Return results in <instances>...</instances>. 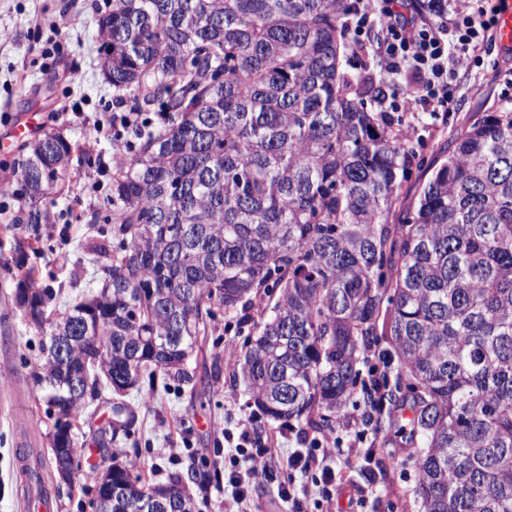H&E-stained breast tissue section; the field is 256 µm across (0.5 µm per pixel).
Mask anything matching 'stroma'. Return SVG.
Masks as SVG:
<instances>
[{
  "instance_id": "35a3bbf8",
  "label": "stroma",
  "mask_w": 512,
  "mask_h": 512,
  "mask_svg": "<svg viewBox=\"0 0 512 512\" xmlns=\"http://www.w3.org/2000/svg\"><path fill=\"white\" fill-rule=\"evenodd\" d=\"M105 0H0V140H10L11 127L20 117L35 112L40 131L63 134L79 148L62 192L56 197L53 223L41 225L39 250L29 262L38 267L37 287L53 288L52 305L63 313L66 303L98 285L97 264L84 261L87 245L103 241L104 227L91 217L107 204L112 187V140L98 134L96 121L116 112L112 88L101 70V42L95 23L97 8ZM59 27L61 48L52 58L42 57L36 34L50 36ZM499 47H489L485 62L461 71L458 77L457 110L449 122H435L423 129L430 157L462 129L486 113L512 107V88L507 87L505 67L499 66ZM81 69L79 85L67 86L63 73ZM13 207L12 198L0 200V512H29L19 488L16 460L24 448L50 457L43 393L30 376L39 358L40 335L29 317L13 305L12 270L16 265L10 250L11 236L4 230L3 215ZM110 392L89 403L74 432L85 452L78 459L73 485L58 483L52 470L44 476L56 494L54 512H96L95 486L113 456H120L136 474L157 482L171 474L187 476L191 467L214 463L219 454H232L241 424L253 416L245 397L231 388L228 375H221L206 393L178 385L162 376L142 374L136 387L122 400L134 416L128 431L103 441L116 416L118 400ZM162 448L179 451L178 460L159 456ZM380 468L373 491H366L358 474H351L336 512H350V500L369 496L377 512H423L413 494L417 471L408 450L376 455ZM187 487L198 512H224L230 496L223 474L209 472Z\"/></svg>"
}]
</instances>
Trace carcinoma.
I'll return each mask as SVG.
<instances>
[{
    "label": "carcinoma",
    "instance_id": "carcinoma-1",
    "mask_svg": "<svg viewBox=\"0 0 512 512\" xmlns=\"http://www.w3.org/2000/svg\"><path fill=\"white\" fill-rule=\"evenodd\" d=\"M348 0H112L98 14L102 71L131 158L112 173V248L94 243L99 287L49 324L33 377L45 392L51 463L79 456L78 420L100 388L145 371L196 376L202 336L248 330L229 379L265 423L336 436L380 342L400 370L379 436L412 450L424 512H512V110L426 159L405 115L375 112L377 85L344 67ZM76 145L47 131L13 158L16 266ZM430 171L413 206L400 189ZM36 269L14 303L50 307ZM64 353L51 352L52 337ZM95 368L84 370L94 350ZM408 409L411 416L399 418ZM98 512H197L179 474L152 484L112 458Z\"/></svg>",
    "mask_w": 512,
    "mask_h": 512
}]
</instances>
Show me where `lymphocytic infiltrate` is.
<instances>
[{
    "mask_svg": "<svg viewBox=\"0 0 512 512\" xmlns=\"http://www.w3.org/2000/svg\"><path fill=\"white\" fill-rule=\"evenodd\" d=\"M498 5L493 0H428L418 11L413 0H359L347 21L351 48H370L383 83L378 106L384 112L451 113L457 106L453 89L460 69L481 64L482 47L495 33ZM416 76L412 93H404L401 73ZM387 366L369 362L370 404L345 416L335 438H305L288 456L287 479H280L277 449L254 441L248 426H241L234 455L224 468L234 506L244 507L255 478L278 483V497L288 505L313 502L318 512L331 504L345 486L349 473H363L373 481L370 465L376 434L374 414L387 406L372 382Z\"/></svg>",
    "mask_w": 512,
    "mask_h": 512,
    "instance_id": "obj_1",
    "label": "lymphocytic infiltrate"
}]
</instances>
